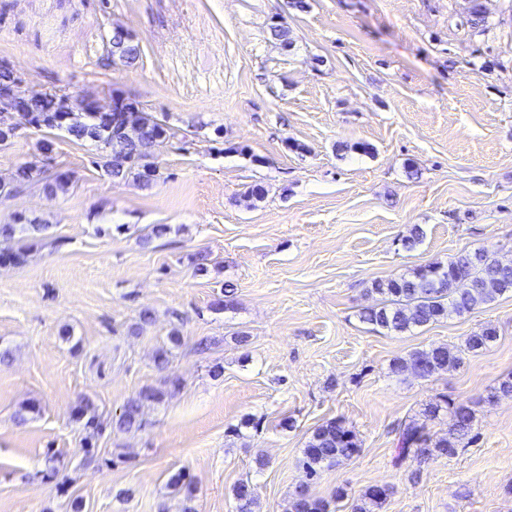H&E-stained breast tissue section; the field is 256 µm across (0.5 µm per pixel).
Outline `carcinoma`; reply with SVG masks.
I'll return each instance as SVG.
<instances>
[{
	"label": "carcinoma",
	"instance_id": "1",
	"mask_svg": "<svg viewBox=\"0 0 512 512\" xmlns=\"http://www.w3.org/2000/svg\"><path fill=\"white\" fill-rule=\"evenodd\" d=\"M470 22L474 27L484 25L487 0H469ZM273 40L286 50L293 45L291 30L282 22L269 29ZM142 57V50L134 35H113L106 42V54L100 59L103 66L135 65ZM24 80L6 60L0 59V149L8 146L21 126L35 129L61 130L78 141H88L96 151L97 166L115 183L137 181L145 187L161 178L158 156L171 137V127L159 119L143 104L131 102L127 109L100 110L94 103L82 101L73 106L70 96L63 92L39 93L22 88L23 96L16 95ZM38 166L21 167L8 181H0V199L7 200L29 187ZM43 190L53 198L66 193L69 178L64 174L42 178ZM48 225L23 215L12 224H0V240L6 247L0 249V266L18 265L25 259L23 248H13L15 239L40 240ZM466 261L453 258L447 265L428 264L407 274L378 280L371 292L379 302L363 308L360 321L375 330L404 334L424 328L452 315L461 316L495 300L505 293H512V263H506L484 249L466 253ZM496 327L489 325L479 333L465 338L464 343L450 349L438 345L418 349L405 357L394 359L396 373L409 372L419 378L429 379L460 366L464 355L475 353L497 340ZM160 391H142L130 397L118 417L105 419L89 397L81 400L76 408L75 420L84 433L83 463L98 462L94 440L117 428L139 431L146 427L142 408L147 402L159 403ZM446 414L451 424L448 432L432 438L427 432L428 421ZM475 419L473 407L440 395L425 405L420 417L397 427L395 461L412 456L420 464L455 454L470 439ZM361 452V443L355 432L336 419H330L314 430L305 444L300 466L310 481L316 480L323 469L339 465ZM174 492L183 498L185 510L193 499L192 483L179 473L170 478ZM394 494L391 486L372 485L352 505L351 512H375ZM233 497L238 512H253L256 505L251 479H241L233 487ZM332 502L309 493L308 484L299 485L291 498L289 512H334Z\"/></svg>",
	"mask_w": 512,
	"mask_h": 512
}]
</instances>
